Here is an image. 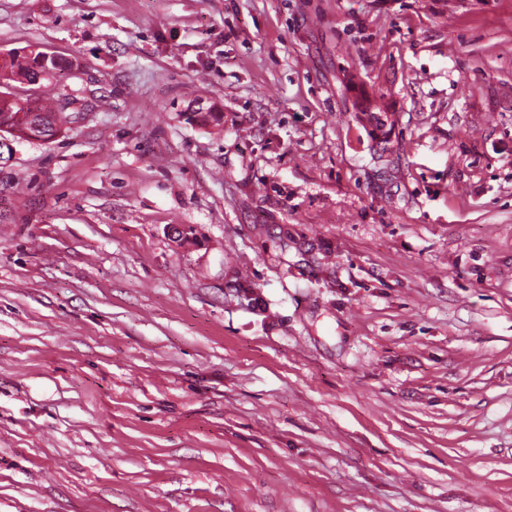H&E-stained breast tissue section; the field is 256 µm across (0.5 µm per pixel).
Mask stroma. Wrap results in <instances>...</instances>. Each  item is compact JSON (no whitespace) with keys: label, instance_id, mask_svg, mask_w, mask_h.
<instances>
[{"label":"stroma","instance_id":"1","mask_svg":"<svg viewBox=\"0 0 512 512\" xmlns=\"http://www.w3.org/2000/svg\"><path fill=\"white\" fill-rule=\"evenodd\" d=\"M33 46L0 512H512V0H0Z\"/></svg>","mask_w":512,"mask_h":512}]
</instances>
